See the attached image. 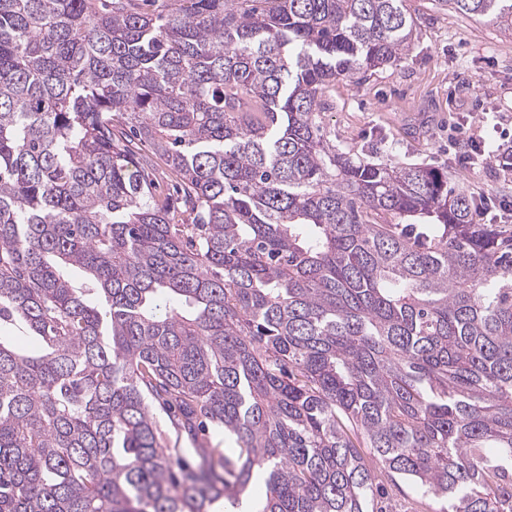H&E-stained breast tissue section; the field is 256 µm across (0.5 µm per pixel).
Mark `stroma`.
<instances>
[{"mask_svg":"<svg viewBox=\"0 0 512 512\" xmlns=\"http://www.w3.org/2000/svg\"><path fill=\"white\" fill-rule=\"evenodd\" d=\"M417 23L412 48L396 65L336 82L320 114L331 143L367 162L446 171L469 194L512 199V172L497 158L458 167L468 142L502 145L512 135V29L409 0ZM493 112L496 122L482 121Z\"/></svg>","mask_w":512,"mask_h":512,"instance_id":"stroma-1","label":"stroma"}]
</instances>
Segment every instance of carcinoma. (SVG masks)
<instances>
[{
    "instance_id": "carcinoma-1",
    "label": "carcinoma",
    "mask_w": 512,
    "mask_h": 512,
    "mask_svg": "<svg viewBox=\"0 0 512 512\" xmlns=\"http://www.w3.org/2000/svg\"><path fill=\"white\" fill-rule=\"evenodd\" d=\"M177 2L0 0V512H512V224L317 122L407 0Z\"/></svg>"
}]
</instances>
